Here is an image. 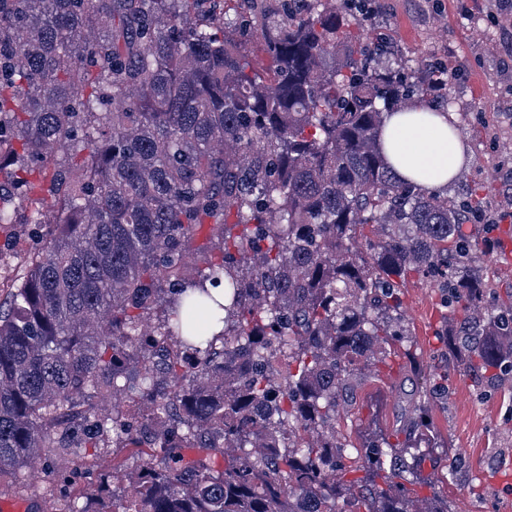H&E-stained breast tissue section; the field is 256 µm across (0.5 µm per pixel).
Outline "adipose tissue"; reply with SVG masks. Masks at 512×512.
<instances>
[{
  "instance_id": "ef3b65f1",
  "label": "adipose tissue",
  "mask_w": 512,
  "mask_h": 512,
  "mask_svg": "<svg viewBox=\"0 0 512 512\" xmlns=\"http://www.w3.org/2000/svg\"><path fill=\"white\" fill-rule=\"evenodd\" d=\"M378 144L397 176L427 195L447 190L467 163L463 139L447 114L421 105L389 113Z\"/></svg>"
}]
</instances>
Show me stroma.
I'll use <instances>...</instances> for the list:
<instances>
[{
	"label": "stroma",
	"mask_w": 512,
	"mask_h": 512,
	"mask_svg": "<svg viewBox=\"0 0 512 512\" xmlns=\"http://www.w3.org/2000/svg\"><path fill=\"white\" fill-rule=\"evenodd\" d=\"M381 8L375 24L365 26L364 41L384 34L393 57L421 76L440 64L461 73L447 96L432 103L452 116L468 156L448 193L465 197L480 189L491 214L503 215L506 251L485 267L497 282L512 283V0H381ZM34 240L32 225L0 228L1 282L16 278ZM404 311L421 362L445 378L443 389L427 388L426 400L436 443L452 448L456 462L440 464L432 480L453 512H512V388L477 387L455 360L439 354V330L462 317L448 312L429 280H409ZM412 388L399 371L366 375L337 419V432L357 447L369 435H391L409 410ZM140 464L131 457L113 471L108 448L73 463L44 455L22 469L20 480H0V500L26 503L27 512H62L88 490L97 495L96 508L107 512L113 488L127 487Z\"/></svg>",
	"instance_id": "obj_1"
}]
</instances>
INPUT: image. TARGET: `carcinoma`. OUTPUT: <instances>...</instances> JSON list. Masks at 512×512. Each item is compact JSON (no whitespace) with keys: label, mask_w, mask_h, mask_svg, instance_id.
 Instances as JSON below:
<instances>
[{"label":"carcinoma","mask_w":512,"mask_h":512,"mask_svg":"<svg viewBox=\"0 0 512 512\" xmlns=\"http://www.w3.org/2000/svg\"><path fill=\"white\" fill-rule=\"evenodd\" d=\"M284 2L257 68L225 0H0V171L57 200L22 221L0 194V225L45 229L0 304L1 479L104 447L96 400L125 396L112 436L143 464L110 512H449L423 493L426 402L354 454L336 415L370 365L431 380L413 276L465 314L441 343L476 385L508 383L488 201L424 196L376 148L434 80L346 10Z\"/></svg>","instance_id":"1"}]
</instances>
